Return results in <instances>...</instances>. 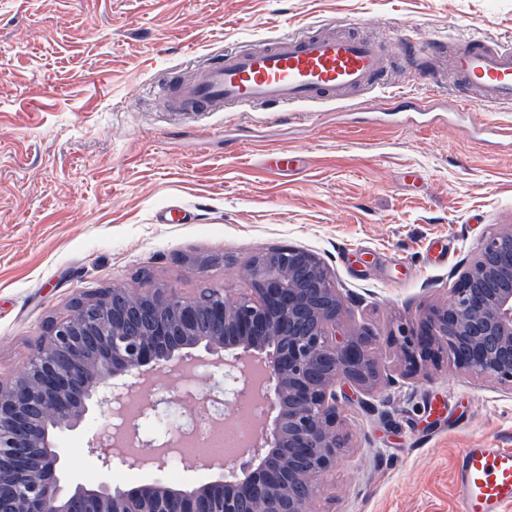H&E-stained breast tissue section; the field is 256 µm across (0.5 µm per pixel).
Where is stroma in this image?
Listing matches in <instances>:
<instances>
[{"label":"stroma","instance_id":"obj_1","mask_svg":"<svg viewBox=\"0 0 512 512\" xmlns=\"http://www.w3.org/2000/svg\"><path fill=\"white\" fill-rule=\"evenodd\" d=\"M308 27L512 42V0H0V378L82 292H242L254 256L298 247L329 268L344 327L370 329L381 360L371 393L337 387L352 454L321 512H456L462 450L512 449V391L449 363L404 378L386 338L512 226V149L474 127L512 126V104L455 111L457 88L432 90L401 61L384 91L340 107L182 113L158 93L160 76ZM435 93L448 111L388 109ZM114 421L93 405L60 439L65 478L151 479L102 473L86 453Z\"/></svg>","mask_w":512,"mask_h":512}]
</instances>
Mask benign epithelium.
<instances>
[{
  "instance_id": "benign-epithelium-1",
  "label": "benign epithelium",
  "mask_w": 512,
  "mask_h": 512,
  "mask_svg": "<svg viewBox=\"0 0 512 512\" xmlns=\"http://www.w3.org/2000/svg\"><path fill=\"white\" fill-rule=\"evenodd\" d=\"M245 275L251 288L237 297L228 289L186 298L166 286L112 287L50 321L26 364L0 380V512H319L321 478L349 448L336 384L361 392L378 385L377 338L341 327L343 300L307 250L268 251ZM389 343L411 369L444 355L512 390V227L486 236L449 299L420 310ZM243 354L266 364L276 402L243 461L219 467L238 479L172 487L156 477L124 488L63 481L59 433L79 426L92 403L120 410L141 393L138 421L121 417L87 452L106 470L163 472L185 423L152 434L142 425L162 421L173 404L191 419L228 420L251 387ZM184 362L208 373L207 391L190 402L189 389L175 399L144 392L148 373Z\"/></svg>"
}]
</instances>
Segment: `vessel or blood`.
Listing matches in <instances>:
<instances>
[{
  "label": "vessel or blood",
  "mask_w": 512,
  "mask_h": 512,
  "mask_svg": "<svg viewBox=\"0 0 512 512\" xmlns=\"http://www.w3.org/2000/svg\"><path fill=\"white\" fill-rule=\"evenodd\" d=\"M413 51L407 39L388 45L351 32L307 29L227 49L164 99L174 112H207L220 104L288 112L344 103L351 94L384 89L392 62ZM425 78L435 85L453 81L467 103L512 104V44L475 38L451 52L438 48ZM455 478L458 512H501L512 504V449H463Z\"/></svg>",
  "instance_id": "vessel-or-blood-1"
}]
</instances>
